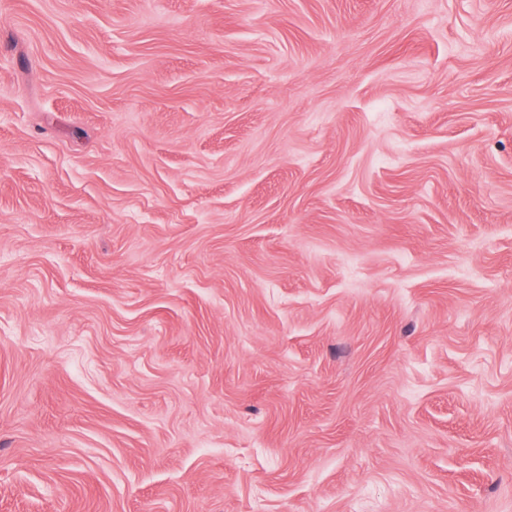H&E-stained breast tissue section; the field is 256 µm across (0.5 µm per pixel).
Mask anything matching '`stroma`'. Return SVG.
Segmentation results:
<instances>
[{
  "label": "stroma",
  "mask_w": 512,
  "mask_h": 512,
  "mask_svg": "<svg viewBox=\"0 0 512 512\" xmlns=\"http://www.w3.org/2000/svg\"><path fill=\"white\" fill-rule=\"evenodd\" d=\"M0 512H512V0H0Z\"/></svg>",
  "instance_id": "obj_1"
}]
</instances>
